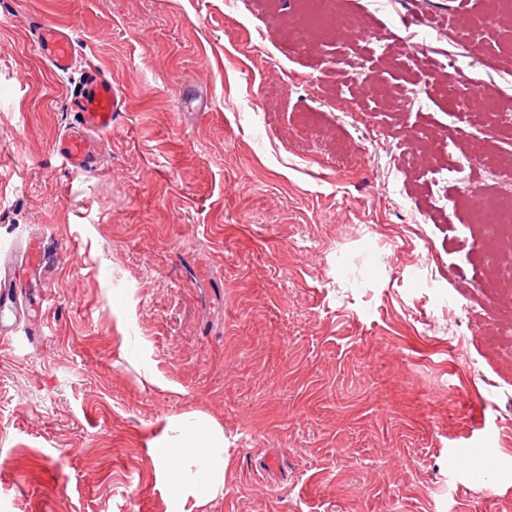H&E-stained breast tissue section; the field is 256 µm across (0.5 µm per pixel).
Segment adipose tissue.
Returning a JSON list of instances; mask_svg holds the SVG:
<instances>
[{"label": "adipose tissue", "instance_id": "1", "mask_svg": "<svg viewBox=\"0 0 512 512\" xmlns=\"http://www.w3.org/2000/svg\"><path fill=\"white\" fill-rule=\"evenodd\" d=\"M166 453L190 455L197 468V478L207 493L218 494L224 487V435L202 415L192 416L182 426L176 442H163Z\"/></svg>", "mask_w": 512, "mask_h": 512}]
</instances>
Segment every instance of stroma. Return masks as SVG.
<instances>
[{
	"mask_svg": "<svg viewBox=\"0 0 512 512\" xmlns=\"http://www.w3.org/2000/svg\"><path fill=\"white\" fill-rule=\"evenodd\" d=\"M423 2L0 0V258L56 266L0 338V512H181L153 441L194 413L228 463L193 512H512V244L465 209L512 195V17ZM91 67L116 105L75 171ZM34 49L45 61L60 71L67 70L74 56L71 38L63 31L39 23L35 30Z\"/></svg>",
	"mask_w": 512,
	"mask_h": 512,
	"instance_id": "stroma-1",
	"label": "stroma"
}]
</instances>
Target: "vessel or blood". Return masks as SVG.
I'll return each mask as SVG.
<instances>
[{
	"instance_id": "1",
	"label": "vessel or blood",
	"mask_w": 512,
	"mask_h": 512,
	"mask_svg": "<svg viewBox=\"0 0 512 512\" xmlns=\"http://www.w3.org/2000/svg\"><path fill=\"white\" fill-rule=\"evenodd\" d=\"M34 49L45 61L60 71L67 70L74 56L71 38L63 31L45 24H38L35 30ZM114 93L112 83L97 73L87 78L86 92L79 106L83 123L80 130L69 133L59 143L58 149L73 169L89 166L93 159L94 147L89 139L90 132H108L112 129V106ZM51 259L42 247L36 244L27 250L24 264L0 261V335L14 332L19 319L18 289L21 270H32L50 265Z\"/></svg>"
}]
</instances>
